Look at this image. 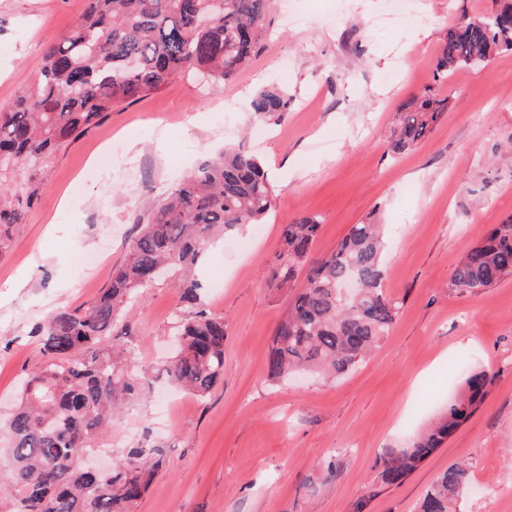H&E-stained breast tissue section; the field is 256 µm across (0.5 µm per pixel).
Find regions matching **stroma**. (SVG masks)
<instances>
[{"label": "stroma", "mask_w": 512, "mask_h": 512, "mask_svg": "<svg viewBox=\"0 0 512 512\" xmlns=\"http://www.w3.org/2000/svg\"><path fill=\"white\" fill-rule=\"evenodd\" d=\"M391 2L272 0L261 51L221 88L172 79L37 162L39 195L0 255V422L45 365L36 326L93 301L147 219L144 202L230 143L265 165L275 194L260 225L219 235L193 268L202 304L226 324L223 377L199 397L167 375L176 277L144 288L124 316L128 332L110 339L131 350L142 380L91 440L110 450L98 463L133 447L164 460L135 512H416L429 483L459 461L474 485L512 486V278L478 296L448 286L468 247L512 218V51L434 77L448 27L503 0H406L396 24ZM83 7L0 0V103L32 84L36 62ZM288 8L298 22L285 20ZM285 57L296 62L283 81L294 103L258 143L245 100L274 84ZM428 97L447 101L442 117L393 155L400 112ZM29 175L1 174L0 185L24 194ZM302 216L321 224L316 257L352 225L384 224L383 288L401 309L356 369L274 382L272 337L306 272L281 288L272 269L283 225ZM98 253L100 270L85 263ZM460 357L496 372L484 402L403 484L374 489L376 460L437 416Z\"/></svg>", "instance_id": "obj_1"}]
</instances>
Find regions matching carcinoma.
Wrapping results in <instances>:
<instances>
[{"label":"carcinoma","instance_id":"obj_1","mask_svg":"<svg viewBox=\"0 0 512 512\" xmlns=\"http://www.w3.org/2000/svg\"><path fill=\"white\" fill-rule=\"evenodd\" d=\"M270 0H85L79 18L48 46L33 83L0 105V171L14 172L75 139L120 103H132L167 81L194 74L215 85L237 75L258 53ZM512 50V0L480 20L448 28L436 76L484 63ZM292 97L280 86L250 102L255 121L276 124ZM445 104L424 99L400 114L390 143L394 153L414 147ZM274 189L261 162L239 147L184 174L152 208L149 223L128 246V259L91 303L65 309L36 327L47 364L26 380L21 402L5 429L9 446L0 460V494L12 512H132L160 466L148 448H131L111 469L85 470L87 443L112 419L114 399L131 393L139 373L122 365L128 353L107 345L127 302L155 270H182L172 381L196 395L210 393L224 371V317L201 308L200 286L188 272L210 238L255 224L271 209ZM24 213L0 185V254ZM320 224L302 217L286 224L274 273L286 284L311 262L307 281L278 326L267 361L277 381L298 371L328 376L359 364L388 334L399 302L383 288V225L354 224L328 254L310 259ZM512 276V218L472 246L449 277V287L478 296ZM349 277L360 288L340 293ZM495 373L467 369L461 389L429 427L375 462L377 480L403 483L484 402ZM472 481L467 465L453 464L425 489L417 512H455Z\"/></svg>","mask_w":512,"mask_h":512}]
</instances>
